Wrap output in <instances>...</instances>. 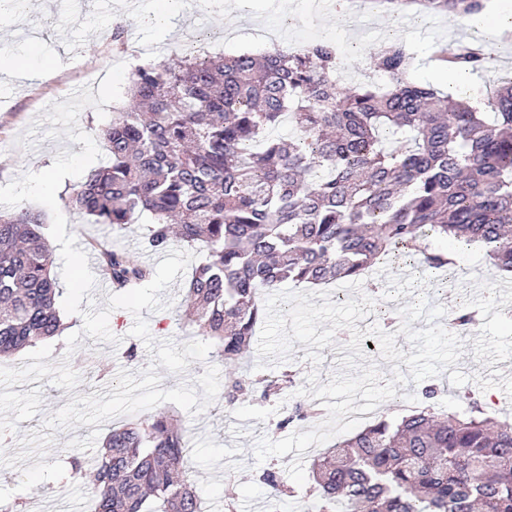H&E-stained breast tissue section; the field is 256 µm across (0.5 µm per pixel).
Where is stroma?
<instances>
[{
	"label": "stroma",
	"mask_w": 512,
	"mask_h": 512,
	"mask_svg": "<svg viewBox=\"0 0 512 512\" xmlns=\"http://www.w3.org/2000/svg\"><path fill=\"white\" fill-rule=\"evenodd\" d=\"M69 2L24 0L23 10L0 12V42L9 44L13 58L23 56L34 42L43 57L61 63L56 76L48 81H31L19 74L0 73V186L24 173L51 166L62 151H83V144L49 136L51 124L44 121L43 110L57 98L84 86L82 70L96 69L104 73L111 65L123 61L122 46L104 38L113 19L123 20L132 35L146 40L153 37L143 7H130L129 0H82L75 9L70 8ZM278 2L232 0L238 18L232 30L227 28L223 14L205 7L194 14H183L178 36L165 47L163 56L167 59L183 57L195 47L214 48L227 58L243 52H266L270 45L264 41L262 31L271 23L280 34L292 40L302 39L310 30L318 39L333 38L351 43L343 70L347 84L352 85L366 82L375 75L374 52L380 40L394 37L406 44L414 55L408 80L444 93L448 83L441 77L437 63L430 58L432 45L468 42L478 35L477 30L464 26L461 18L448 14L413 12L408 23L395 27L385 10L368 9L361 16V29L352 30L344 15L324 8L319 0H289L284 12L278 11ZM62 11L69 14L66 23L47 29L41 27V19ZM77 183L74 177L64 179L57 192L59 209L67 220L66 230L76 238L77 248L88 250L94 243L104 242L141 253L143 261L152 266L164 260V253L142 250V240L151 223L149 214L138 215L133 224L121 231L93 223L68 202ZM456 251L459 260L450 274L470 295V308L479 312L478 324L474 329L461 332L463 350L457 364L427 378L426 382L397 387L396 398L376 408V418L407 415L422 402L423 391L429 385L441 386L437 402L442 410H463L468 400L474 398L489 415L500 419L512 417V278L498 273L475 249L460 245ZM376 272V288L356 291L338 283L330 289L331 300L335 303L361 294L374 299L373 312L357 323L359 330L366 331L378 324L383 314L397 312L414 302L417 295H424L430 303L444 297L443 292L433 288L434 283L444 280V273L418 274L391 262L379 264ZM186 286V278H175L161 293L165 308L154 312L142 310L141 315L147 320L155 340H170L180 345L193 341L191 329L180 324ZM110 311L109 328L118 337V344L98 342L82 334L83 318L78 314L66 317L69 332L79 335L77 350L68 351L64 337L51 341L53 352L48 362L57 365L61 360L69 361L80 375L75 391L55 387L44 378L34 384L16 385L19 393L41 387L43 402L38 413L32 419L19 422L16 432L8 434L4 445L0 446V500L20 502L25 512H33L37 507L50 512L57 499L63 497L71 503L69 512H80L81 495L88 492L89 481L61 483L56 476L64 470L70 449L95 448L109 425L104 422L55 431L45 428L44 422L74 396H110L119 371L135 375L155 369L161 389L167 390L194 382L210 365L217 367L224 378L238 370L237 365L213 355L203 361H191L187 370L180 374L154 366L144 343L130 334L133 315L124 309ZM350 337L349 330H338L333 345L322 348V360L317 365L307 359V348L298 341L294 342L287 359L266 368L260 367L257 351H250L248 361L257 366L260 377L286 380L289 387L282 394L269 398L261 390L252 391L234 407L225 409L221 427H213L210 411L193 417L175 404H160V411L182 421L189 445L186 463L193 471L210 512H225L224 499L230 490L235 493V512H268L267 489L256 480L260 466L253 455L254 444L261 437L279 440L284 434L305 432L317 426L318 421L313 417L291 420L292 408L299 400L297 392L302 388L314 390L340 373L342 348ZM284 418L289 421L286 430L276 431V423ZM227 469L234 473L233 482H225L220 477L221 471Z\"/></svg>",
	"instance_id": "obj_1"
}]
</instances>
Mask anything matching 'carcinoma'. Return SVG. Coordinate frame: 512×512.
I'll return each instance as SVG.
<instances>
[{
  "label": "carcinoma",
  "instance_id": "obj_1",
  "mask_svg": "<svg viewBox=\"0 0 512 512\" xmlns=\"http://www.w3.org/2000/svg\"><path fill=\"white\" fill-rule=\"evenodd\" d=\"M472 17L484 0H387L402 12ZM445 66L487 71L476 44L437 50ZM400 42L375 54L385 82L343 92L336 45L158 62L134 70L130 108L103 132L104 166L71 195L96 224L116 230L147 212L144 248L176 240L206 254L187 288L186 324L216 340L241 371L224 383L234 405L256 384L245 355L263 312L258 291L286 282L361 281L375 264L415 260L430 270L448 252L419 250L450 235L512 274V71L478 101H454L411 83ZM297 135L274 138L283 124ZM115 288L152 268L133 253L96 245ZM39 212L0 211V359L60 336V288ZM184 428L166 413L112 428L69 477L91 478L94 512H206L185 466ZM316 512H512V422L424 408L379 420L313 461ZM259 480L270 512L291 489L269 466Z\"/></svg>",
  "mask_w": 512,
  "mask_h": 512
}]
</instances>
